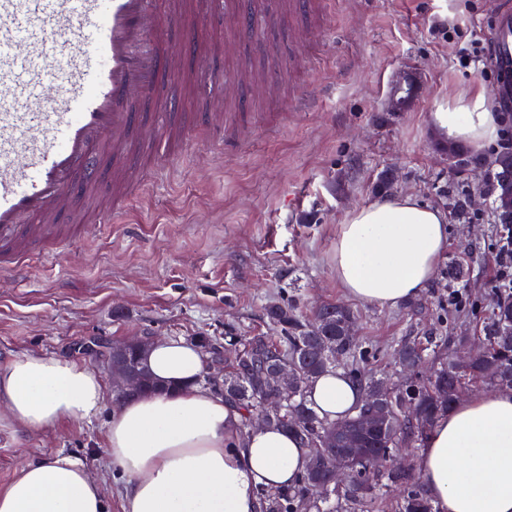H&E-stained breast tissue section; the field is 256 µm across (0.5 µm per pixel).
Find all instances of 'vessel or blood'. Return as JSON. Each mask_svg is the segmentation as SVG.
Listing matches in <instances>:
<instances>
[{
  "label": "vessel or blood",
  "mask_w": 512,
  "mask_h": 512,
  "mask_svg": "<svg viewBox=\"0 0 512 512\" xmlns=\"http://www.w3.org/2000/svg\"><path fill=\"white\" fill-rule=\"evenodd\" d=\"M196 25L184 26L185 15ZM247 21L236 0H0V276L24 273L52 244L69 247L64 219L76 190L124 205L143 165L170 160L196 133L223 143L212 113L150 112L174 52L160 26L179 30L203 61L220 19ZM491 65L512 79V6L493 22ZM148 124L150 137L138 128Z\"/></svg>",
  "instance_id": "vessel-or-blood-1"
}]
</instances>
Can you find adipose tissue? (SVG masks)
I'll return each mask as SVG.
<instances>
[{"label": "adipose tissue", "instance_id": "obj_1", "mask_svg": "<svg viewBox=\"0 0 512 512\" xmlns=\"http://www.w3.org/2000/svg\"><path fill=\"white\" fill-rule=\"evenodd\" d=\"M428 123L449 143L481 152L497 140L501 116L485 90L454 89ZM447 240V213L400 193L345 212L331 270L348 298L397 307L434 279ZM144 360L159 392L114 407L107 423V453L126 478L124 512H258L259 488L294 485L305 471L308 451L294 434L241 435L240 412L198 384L203 355L194 344L160 337ZM361 397L340 371L309 388L315 410L330 419ZM104 403L103 379L90 365L26 353L0 367V407L22 430L87 421ZM418 471L436 512H512V389L466 397L440 415ZM0 512H107V505L87 466L59 453L0 489Z\"/></svg>", "mask_w": 512, "mask_h": 512}]
</instances>
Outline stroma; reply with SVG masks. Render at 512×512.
Masks as SVG:
<instances>
[{"label": "stroma", "instance_id": "obj_1", "mask_svg": "<svg viewBox=\"0 0 512 512\" xmlns=\"http://www.w3.org/2000/svg\"><path fill=\"white\" fill-rule=\"evenodd\" d=\"M329 2L322 26L293 11L291 0H240L257 17L251 38L213 28L223 54L207 64L187 59L156 108L195 111L200 71L232 81L236 93L221 115L235 146L219 152L205 137L192 140L70 250L36 255L26 275L0 278V366L24 353L81 362L89 338L144 335L197 343L211 361L230 337L272 335L266 309L282 300L307 316L326 302L347 303L375 352L369 369L396 385L400 341L475 334V320L450 312L443 269L474 266L465 291L491 301L499 266L490 204L477 223L449 224L440 272L405 305L347 300L329 259L343 214L376 201L383 170L443 209L447 194L478 183L470 170L449 169L428 114L455 87L496 92L489 73L459 63L458 49L488 42L502 0ZM452 22L457 32H449ZM271 77L273 96L265 87ZM402 81L412 88L409 103L389 111ZM299 93L304 104L292 106ZM112 408L35 431L18 430L0 409V488L27 464L62 452L85 462L109 512H123L122 479L106 451Z\"/></svg>", "mask_w": 512, "mask_h": 512}]
</instances>
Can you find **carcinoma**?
<instances>
[{"mask_svg":"<svg viewBox=\"0 0 512 512\" xmlns=\"http://www.w3.org/2000/svg\"><path fill=\"white\" fill-rule=\"evenodd\" d=\"M470 166L482 172L485 185L493 198V224L496 232L512 231V151H500L488 159V167L472 158ZM468 191L449 197V206L463 223L476 221L468 203ZM471 316L481 321V339L485 349L476 353L470 363L458 366L451 356L438 363L433 373L407 386L390 387L387 379L377 377L362 366L368 351L358 338L346 334L353 315L341 303L319 306L312 318L303 317L294 304L275 303L267 307V316L279 333V343L265 336L244 339L242 356L224 371V399L241 412V431L250 430L249 415L262 408L270 392L265 381L266 370L276 362L286 361L299 368V378L281 409L269 415L268 426L296 429L309 451L328 457L345 452L343 437L333 429L336 423L320 418L309 406L307 388L321 375L344 369V373L361 389L389 387L394 414L383 433L364 435L365 448L353 462L350 481L344 492L345 503L332 500L336 483L325 470H305L293 487L271 495L257 491L260 512H348L357 505L369 512L378 496L393 491L398 512H435L433 502L420 489L409 472L376 469L370 463L374 454H391L401 441H423L429 429L414 426L412 419L397 407L414 402L415 410L431 424L456 403V393L472 383H486L499 388H512V275L501 276L491 310L483 314L478 302L464 301ZM422 361V350L414 342L399 349V363L413 369Z\"/></svg>","mask_w":512,"mask_h":512,"instance_id":"cac0c4a2","label":"carcinoma"}]
</instances>
